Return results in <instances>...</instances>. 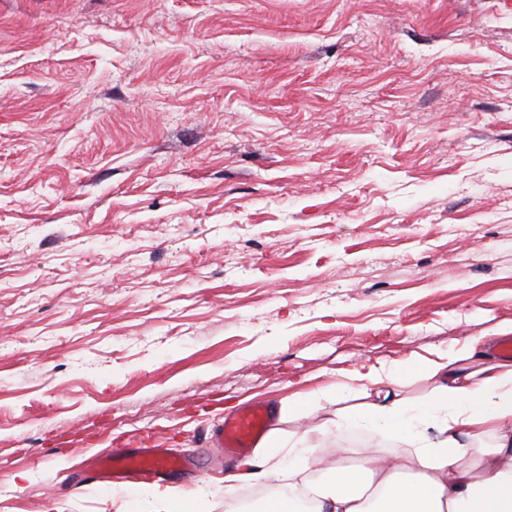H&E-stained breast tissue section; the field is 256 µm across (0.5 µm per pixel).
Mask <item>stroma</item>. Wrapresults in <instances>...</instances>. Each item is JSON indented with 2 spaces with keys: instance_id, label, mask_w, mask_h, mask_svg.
<instances>
[{
  "instance_id": "1",
  "label": "stroma",
  "mask_w": 512,
  "mask_h": 512,
  "mask_svg": "<svg viewBox=\"0 0 512 512\" xmlns=\"http://www.w3.org/2000/svg\"><path fill=\"white\" fill-rule=\"evenodd\" d=\"M512 327V0H0V512H128L226 414L311 456L346 371ZM289 403V402H288ZM86 477L94 483L112 485L113 481L139 486L164 481L175 473H188L197 467L189 454L178 455L166 448H125L101 450L89 458Z\"/></svg>"
}]
</instances>
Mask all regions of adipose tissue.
<instances>
[{
  "label": "adipose tissue",
  "mask_w": 512,
  "mask_h": 512,
  "mask_svg": "<svg viewBox=\"0 0 512 512\" xmlns=\"http://www.w3.org/2000/svg\"><path fill=\"white\" fill-rule=\"evenodd\" d=\"M433 392L412 403L399 395L407 363L369 365L353 374L362 402L337 413L325 430L356 429L393 440L381 456L349 465L345 449L331 461L284 448L269 430L225 490L239 483L287 480L289 497L267 512H512V361L425 360ZM477 449L475 467L463 465Z\"/></svg>",
  "instance_id": "1"
}]
</instances>
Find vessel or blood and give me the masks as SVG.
Wrapping results in <instances>:
<instances>
[{
	"label": "vessel or blood",
	"mask_w": 512,
	"mask_h": 512,
	"mask_svg": "<svg viewBox=\"0 0 512 512\" xmlns=\"http://www.w3.org/2000/svg\"><path fill=\"white\" fill-rule=\"evenodd\" d=\"M272 416V410L261 404L241 409L215 429L213 448L229 459L243 455L262 436ZM196 466L191 455L174 454L165 448L104 449L90 457L85 474L91 482L107 486L115 481L139 486L193 471Z\"/></svg>",
	"instance_id": "vessel-or-blood-1"
}]
</instances>
